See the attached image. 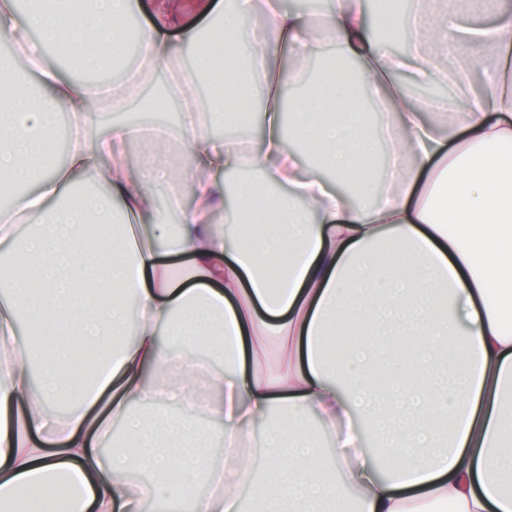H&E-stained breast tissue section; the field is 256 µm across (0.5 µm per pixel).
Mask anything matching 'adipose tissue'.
I'll return each mask as SVG.
<instances>
[{
  "instance_id": "obj_1",
  "label": "adipose tissue",
  "mask_w": 512,
  "mask_h": 512,
  "mask_svg": "<svg viewBox=\"0 0 512 512\" xmlns=\"http://www.w3.org/2000/svg\"><path fill=\"white\" fill-rule=\"evenodd\" d=\"M406 4L397 52L373 37L365 0H325L316 16L274 0H199L245 59L242 85L215 77L193 31L195 66H178L166 29L180 6L155 0V19L141 29L142 64L115 85L67 74L0 0V37L20 47L41 89L30 104L15 67L0 65V183L34 187L0 211V248L13 247L18 218L38 224L21 254L35 290L0 297V356L10 360L0 374V512L29 490L47 496L61 484L72 490L62 512H144L150 503L157 512H243L248 490L262 512H512V15L481 28L460 24L447 0ZM259 9L265 26L241 36L239 20ZM91 10L77 26L71 0H56L41 17L83 67L105 61L103 34L119 37L138 3L91 0ZM324 31L358 61L367 95L340 75L324 104L297 100L307 135L295 148L276 61L289 58L287 75L302 79ZM469 42L492 56L475 97L466 71L439 65ZM160 71L180 105L166 141L184 148L185 167L162 158L145 125L96 122L125 111ZM406 72L451 81L456 101L418 103ZM202 76L211 80L205 103L192 92ZM228 96L244 112L260 102L259 142L210 135ZM370 99L394 114L386 141L398 163L391 189L367 178L351 195L332 189L303 152L339 184L370 166L373 132L362 121ZM63 111L79 131L65 161L48 169L41 160ZM447 111L450 121L426 118ZM133 143L146 160L136 172L124 161ZM407 156L415 167L401 165ZM244 166L278 193L261 203L227 194L216 173ZM187 173L188 205L170 193ZM87 180L99 198L72 202ZM258 203L268 221L255 225ZM284 252L288 266L269 287L266 269ZM22 309L49 335L18 349ZM61 326L63 346L52 336ZM340 326L354 344L338 356L329 342ZM109 340L112 350L74 388L66 360ZM271 356L274 369L262 372ZM387 356L417 378L376 384L370 371ZM201 375L210 394L200 403ZM60 400L68 411L49 414ZM165 401L199 410L143 416ZM133 471L146 482L130 483Z\"/></svg>"
}]
</instances>
